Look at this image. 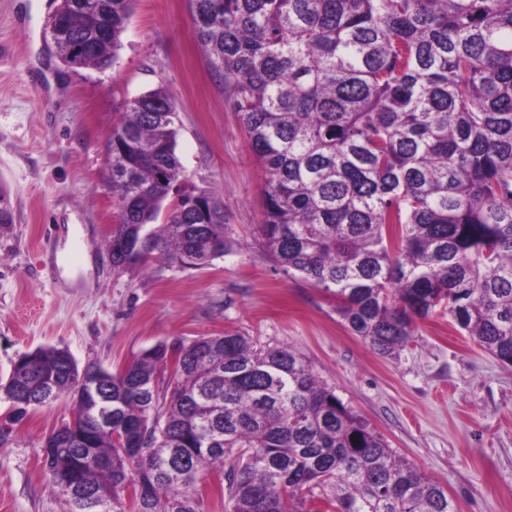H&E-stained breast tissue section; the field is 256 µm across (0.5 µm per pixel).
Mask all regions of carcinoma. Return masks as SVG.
<instances>
[{
	"label": "carcinoma",
	"mask_w": 512,
	"mask_h": 512,
	"mask_svg": "<svg viewBox=\"0 0 512 512\" xmlns=\"http://www.w3.org/2000/svg\"><path fill=\"white\" fill-rule=\"evenodd\" d=\"M134 2L61 0L56 58L115 63ZM190 2L266 176L269 258L332 294L382 356L444 305L512 364V0ZM176 118L158 87L112 128L117 272L200 268L232 250L216 197L180 183ZM83 380L97 391L77 394ZM45 392L74 406L43 441L50 482L92 491L95 512H198L188 489L211 468L230 512H458L290 345L237 332L159 342L116 374L38 347L0 380L18 422Z\"/></svg>",
	"instance_id": "1"
}]
</instances>
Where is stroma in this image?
Wrapping results in <instances>:
<instances>
[{
	"label": "stroma",
	"mask_w": 512,
	"mask_h": 512,
	"mask_svg": "<svg viewBox=\"0 0 512 512\" xmlns=\"http://www.w3.org/2000/svg\"><path fill=\"white\" fill-rule=\"evenodd\" d=\"M54 7L0 0V190L13 213L0 224V378L39 346L114 372L161 341L237 331L291 344L459 512H512V365L441 307L396 356H380L350 334L330 294L268 258L265 177L194 39L188 0H136L103 71L66 68L49 53ZM158 87L178 113L185 175L221 201L233 249L201 269L156 261L120 274L106 250L118 222L106 144L124 102ZM71 416L70 400L58 399L0 441V512H72L42 455L45 436Z\"/></svg>",
	"instance_id": "stroma-1"
}]
</instances>
